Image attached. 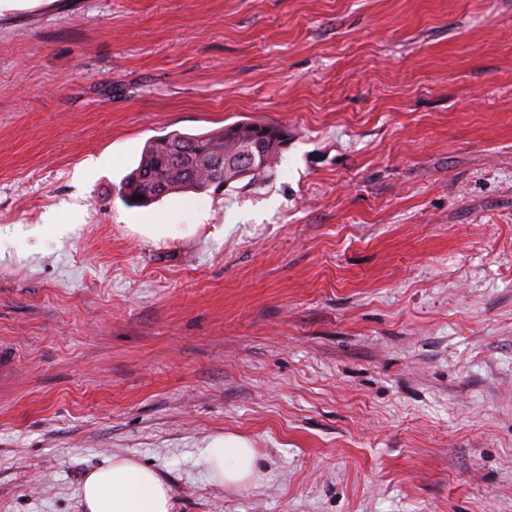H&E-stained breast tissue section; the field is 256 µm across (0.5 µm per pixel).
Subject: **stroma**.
Wrapping results in <instances>:
<instances>
[{
  "label": "stroma",
  "mask_w": 512,
  "mask_h": 512,
  "mask_svg": "<svg viewBox=\"0 0 512 512\" xmlns=\"http://www.w3.org/2000/svg\"><path fill=\"white\" fill-rule=\"evenodd\" d=\"M251 120L258 177L122 201ZM0 359V512L115 457L174 512H512V0H0ZM280 129L261 122H236L199 136L180 133L161 136L147 144L138 166L123 179L118 193L125 188L132 197L153 198L161 185L168 191L164 196L179 191H199L215 172L213 163L223 159L240 139L253 146L255 153L256 145L261 146L266 165L254 174L240 176V171L225 169L224 161L220 160L214 167L224 168V179L214 178L210 186L222 191L224 185L235 178H255L277 162L285 144ZM203 455L209 476L224 488L244 487L256 475L258 454L245 437H215L204 448Z\"/></svg>",
  "instance_id": "1"
}]
</instances>
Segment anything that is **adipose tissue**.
<instances>
[{
  "label": "adipose tissue",
  "instance_id": "obj_1",
  "mask_svg": "<svg viewBox=\"0 0 512 512\" xmlns=\"http://www.w3.org/2000/svg\"><path fill=\"white\" fill-rule=\"evenodd\" d=\"M211 479L227 489L248 485L256 475L258 454L238 435L212 439L203 451ZM85 512H171L167 486L155 471L127 457L112 458L87 474L82 488Z\"/></svg>",
  "mask_w": 512,
  "mask_h": 512
}]
</instances>
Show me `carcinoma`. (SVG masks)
Segmentation results:
<instances>
[{"label":"carcinoma","mask_w":512,"mask_h":512,"mask_svg":"<svg viewBox=\"0 0 512 512\" xmlns=\"http://www.w3.org/2000/svg\"><path fill=\"white\" fill-rule=\"evenodd\" d=\"M239 140L253 147L261 146L266 160V165L259 169L261 173L277 162L285 144L279 127L261 122H236L199 136H162L147 144L138 166L120 185L133 197L128 205L142 206L134 197L152 198L161 185L170 194L200 190L215 172L213 163Z\"/></svg>","instance_id":"cac0c4a2"}]
</instances>
